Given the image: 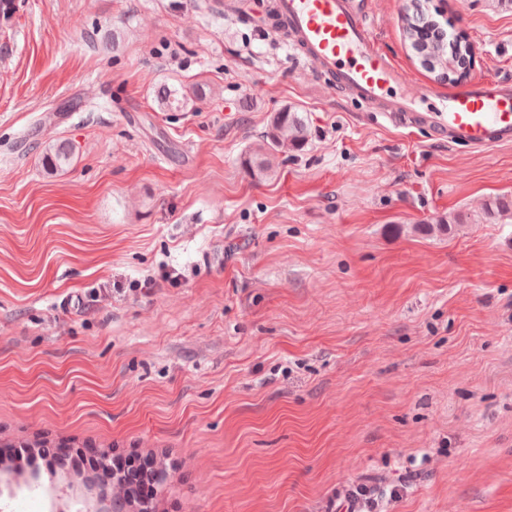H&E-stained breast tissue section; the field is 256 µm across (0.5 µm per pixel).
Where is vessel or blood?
Wrapping results in <instances>:
<instances>
[{
	"instance_id": "obj_1",
	"label": "vessel or blood",
	"mask_w": 512,
	"mask_h": 512,
	"mask_svg": "<svg viewBox=\"0 0 512 512\" xmlns=\"http://www.w3.org/2000/svg\"><path fill=\"white\" fill-rule=\"evenodd\" d=\"M280 25L327 89L375 107L388 123H421L449 143L489 148L512 143V81L488 79L440 94L411 92L410 78L377 47L366 0H276Z\"/></svg>"
}]
</instances>
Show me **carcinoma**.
<instances>
[{
  "label": "carcinoma",
  "instance_id": "obj_1",
  "mask_svg": "<svg viewBox=\"0 0 512 512\" xmlns=\"http://www.w3.org/2000/svg\"><path fill=\"white\" fill-rule=\"evenodd\" d=\"M402 34L414 53L420 67L441 84L456 85L468 70L467 54L458 44L448 45V39L440 22L429 12L424 0H417L412 12L403 17ZM208 85L196 83L181 89H171L161 84L156 101L163 111H188L207 97ZM309 130L306 116L296 108L287 106L274 113L269 122L266 139L257 146L248 165L256 177H264L272 171L271 151L299 148L308 141ZM72 151L65 143L45 146L42 160L50 170H62L71 163Z\"/></svg>",
  "mask_w": 512,
  "mask_h": 512
}]
</instances>
